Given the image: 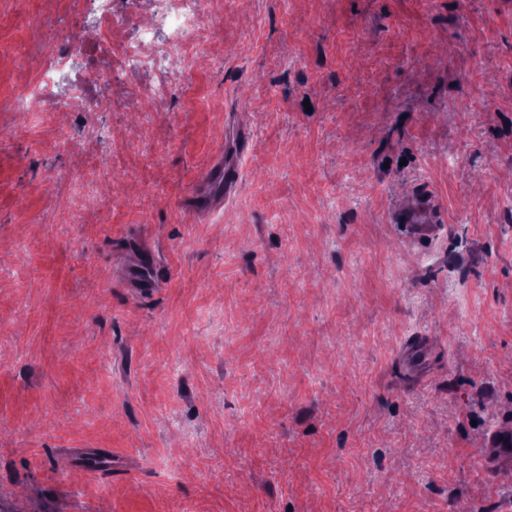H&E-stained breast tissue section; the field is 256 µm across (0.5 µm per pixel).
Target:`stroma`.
I'll list each match as a JSON object with an SVG mask.
<instances>
[{
  "instance_id": "1",
  "label": "stroma",
  "mask_w": 512,
  "mask_h": 512,
  "mask_svg": "<svg viewBox=\"0 0 512 512\" xmlns=\"http://www.w3.org/2000/svg\"><path fill=\"white\" fill-rule=\"evenodd\" d=\"M110 5L107 48L96 0H0V512H512V0H213L164 99L111 67L157 0ZM68 47L84 111L18 109ZM95 18L99 39L112 45V33L119 30V20L112 15V10L106 8L100 9ZM224 187V196L230 195L237 188L238 175L236 171L222 162H216L213 167L202 174L195 190L188 197V207L194 212H205L215 200L214 183ZM442 219L439 199L430 189L419 190L390 212V222L401 224L406 239L412 243L432 239L440 230ZM116 278L133 299L148 298L161 287V281L147 255L138 258L136 262L122 264L117 269ZM399 364L405 374L419 380L426 369V349L419 342H410L400 353ZM483 450L485 466L488 472L502 465L512 463V428L505 427L491 434Z\"/></svg>"
}]
</instances>
